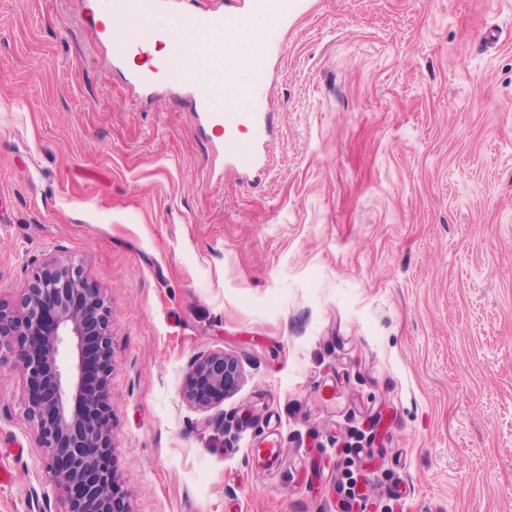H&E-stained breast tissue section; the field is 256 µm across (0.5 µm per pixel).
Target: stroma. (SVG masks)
I'll return each instance as SVG.
<instances>
[{
  "instance_id": "1",
  "label": "stroma",
  "mask_w": 512,
  "mask_h": 512,
  "mask_svg": "<svg viewBox=\"0 0 512 512\" xmlns=\"http://www.w3.org/2000/svg\"><path fill=\"white\" fill-rule=\"evenodd\" d=\"M102 8L0 0V300L54 258L104 288L131 512H512V0H311L246 78L252 181ZM212 349L244 380L200 412ZM25 396L0 354V512H58ZM242 381L243 373L236 358L221 349L202 352L190 364L182 397L192 408L205 412L236 391Z\"/></svg>"
}]
</instances>
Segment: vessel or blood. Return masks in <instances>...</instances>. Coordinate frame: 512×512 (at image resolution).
<instances>
[{"instance_id": "b4317fda", "label": "vessel or blood", "mask_w": 512, "mask_h": 512, "mask_svg": "<svg viewBox=\"0 0 512 512\" xmlns=\"http://www.w3.org/2000/svg\"><path fill=\"white\" fill-rule=\"evenodd\" d=\"M267 3L271 23L261 34L260 46L252 57L256 63L263 61L276 48L279 33L309 7L308 0H267ZM158 6V0H112L117 15L124 17L135 13L146 21ZM255 8V0H242L240 5H231L221 11L179 12L173 16L168 31L159 32L146 24L132 39L113 47L115 58L127 57L134 50L139 57L146 59L150 56L151 46H168L169 66L184 70L185 83L193 92V111L220 123L224 133L225 158L237 171L245 174L255 168L260 152L269 142L271 114L267 110L265 87L259 84L244 90L228 84L224 87L223 105L214 104L211 84L201 77L195 66V50L188 37L200 31L212 41H221L225 27L233 23L249 24Z\"/></svg>"}]
</instances>
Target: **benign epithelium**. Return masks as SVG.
Segmentation results:
<instances>
[{
    "instance_id": "obj_1",
    "label": "benign epithelium",
    "mask_w": 512,
    "mask_h": 512,
    "mask_svg": "<svg viewBox=\"0 0 512 512\" xmlns=\"http://www.w3.org/2000/svg\"><path fill=\"white\" fill-rule=\"evenodd\" d=\"M15 353L27 385L23 412L45 450L59 512H131L112 461V317L103 291L81 265L47 263L20 304L0 301V349ZM243 381L236 358L221 349L198 354L183 400L206 412Z\"/></svg>"
}]
</instances>
